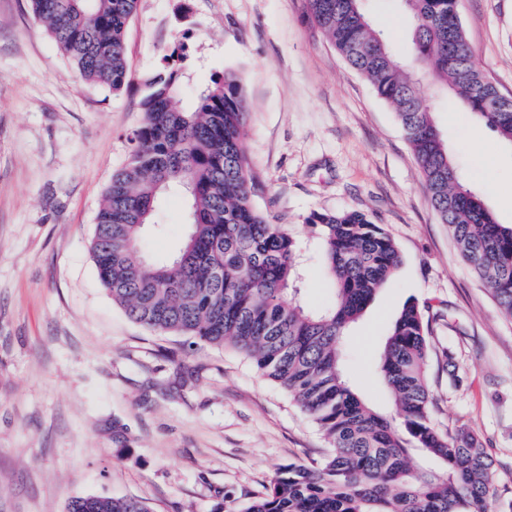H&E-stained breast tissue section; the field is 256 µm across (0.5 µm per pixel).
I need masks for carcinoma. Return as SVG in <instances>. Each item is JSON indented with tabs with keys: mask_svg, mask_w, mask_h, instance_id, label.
Instances as JSON below:
<instances>
[{
	"mask_svg": "<svg viewBox=\"0 0 512 512\" xmlns=\"http://www.w3.org/2000/svg\"><path fill=\"white\" fill-rule=\"evenodd\" d=\"M80 78L115 93L128 83L124 41L138 0H30ZM413 20L415 62L477 119L512 143V101L485 81L458 15L457 0H401ZM314 25L348 65L395 109L440 223L512 319V225L496 222L470 190L417 92L418 79L391 40L375 31L363 0H305ZM188 45L177 42L148 82L142 123L128 162L112 175L96 215L92 254L100 280L125 314L160 333L231 346L279 382L309 413L329 448L316 465L280 467L268 492L241 512H487L493 462L480 439L433 422L426 366L429 325L407 300L390 327L379 378L395 406L368 404L343 373V340L399 267L398 249L359 212H312L333 306L317 312L286 300L300 277L297 241L252 203L241 78L211 81L195 106L176 105ZM171 189L187 202V236L175 257H137L144 227ZM67 512H150L135 497L72 499Z\"/></svg>",
	"mask_w": 512,
	"mask_h": 512,
	"instance_id": "carcinoma-1",
	"label": "carcinoma"
}]
</instances>
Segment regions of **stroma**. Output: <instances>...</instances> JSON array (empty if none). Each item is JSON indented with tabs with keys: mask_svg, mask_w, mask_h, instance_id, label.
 Here are the masks:
<instances>
[{
	"mask_svg": "<svg viewBox=\"0 0 512 512\" xmlns=\"http://www.w3.org/2000/svg\"><path fill=\"white\" fill-rule=\"evenodd\" d=\"M486 81L512 99V0H458ZM376 29L410 54L399 0H368ZM189 45L178 105L213 77L242 79L256 208L301 247L296 302L333 296L306 217L359 211L401 256L345 341L344 372L391 412L377 369L407 299L431 320L427 376L439 428L465 426L493 461L490 512H512V321L441 224L393 108L308 19L304 0H138L120 93L86 83L29 0H0V512H66L77 496H133L150 512H242L278 468L311 465L326 443L280 385L225 346H191L130 320L102 285L95 217L129 157L147 82ZM425 104L497 223L512 225V144L452 95L421 81ZM139 253L168 261L185 203L159 200Z\"/></svg>",
	"mask_w": 512,
	"mask_h": 512,
	"instance_id": "stroma-1",
	"label": "stroma"
}]
</instances>
